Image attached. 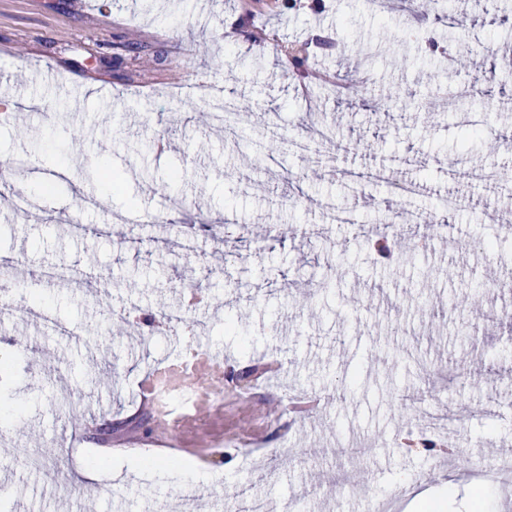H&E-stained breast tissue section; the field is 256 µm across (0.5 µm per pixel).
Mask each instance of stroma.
I'll use <instances>...</instances> for the list:
<instances>
[{
	"mask_svg": "<svg viewBox=\"0 0 512 512\" xmlns=\"http://www.w3.org/2000/svg\"><path fill=\"white\" fill-rule=\"evenodd\" d=\"M399 2L0 0V261L78 330L0 320L6 512H249L255 498L473 512L472 481L405 437L429 411L456 419L459 462L512 450V234L485 211L512 210V181L494 177L512 171V83L491 74L512 61V0L492 15L482 0ZM315 31L338 46L312 49L310 68L367 78L365 93L301 95L278 45ZM460 80L494 111L464 105ZM216 90L237 106L225 123L202 113ZM397 90L407 108L383 109ZM466 127L481 135L465 145ZM47 183L15 208V187ZM451 194L483 204L449 216L448 235L398 224L395 262L376 260L393 207ZM344 209L355 225L335 222ZM62 263L74 278H47ZM183 307L191 338L162 319ZM189 346L224 381L169 390V411L202 406L208 427L159 447L143 388ZM78 390L92 402L62 426ZM302 396L321 400L303 417L286 408ZM59 445L60 463L24 466Z\"/></svg>",
	"mask_w": 512,
	"mask_h": 512,
	"instance_id": "obj_1",
	"label": "stroma"
}]
</instances>
